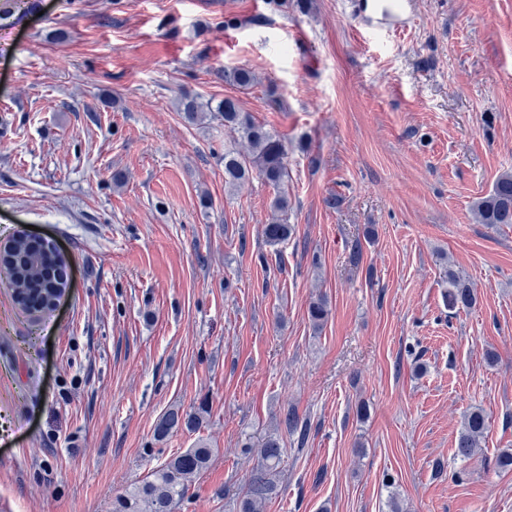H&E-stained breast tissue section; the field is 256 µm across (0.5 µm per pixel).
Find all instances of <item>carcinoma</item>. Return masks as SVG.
I'll list each match as a JSON object with an SVG mask.
<instances>
[{
    "label": "carcinoma",
    "instance_id": "carcinoma-1",
    "mask_svg": "<svg viewBox=\"0 0 512 512\" xmlns=\"http://www.w3.org/2000/svg\"><path fill=\"white\" fill-rule=\"evenodd\" d=\"M224 79L239 87L254 83V74L246 69L224 72ZM218 111L224 115L225 132L246 142L247 150L241 152L224 148V187L229 192L238 190L244 183L256 178L271 186L275 195L271 201V217L263 225L265 242L275 247L293 234L288 223V148L272 131L256 122L241 110L236 99L226 97ZM183 118L195 124L204 118V109L195 99L181 101ZM474 212L482 224H512V172L502 173L491 191L474 204ZM52 250L43 240L16 235L9 246L0 251V269L20 293L16 304L31 313L35 306L50 309L53 291L64 285L63 267L51 256ZM448 307L470 308L476 303V293L467 280L448 271ZM329 315L328 301L321 295L313 299L307 309V317L314 329L319 330ZM206 410L200 407L182 414L171 411L156 422L154 434L167 438L174 431L184 428L199 430L205 420ZM284 424L288 433L298 435L303 443L309 434V423L293 409L287 411ZM488 431V424L481 409L471 410L465 417L463 430L458 438L456 456L469 459L474 456L480 440ZM244 451L256 452V464L245 485V491L237 501V512H262L264 503L276 493L273 479L282 461L284 448L276 436H268L255 449L245 445ZM214 449L200 441L192 448L178 449L162 463L154 467L146 478L129 484L123 492L112 497V512H175L176 506L188 494L194 479L209 469Z\"/></svg>",
    "mask_w": 512,
    "mask_h": 512
}]
</instances>
